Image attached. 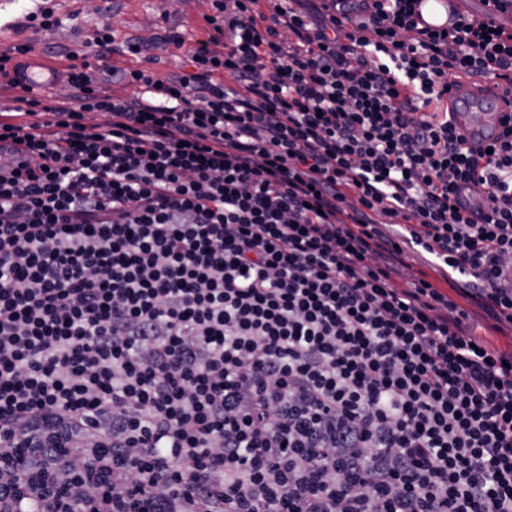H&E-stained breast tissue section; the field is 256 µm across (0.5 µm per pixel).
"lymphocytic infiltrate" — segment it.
<instances>
[{
    "label": "lymphocytic infiltrate",
    "mask_w": 512,
    "mask_h": 512,
    "mask_svg": "<svg viewBox=\"0 0 512 512\" xmlns=\"http://www.w3.org/2000/svg\"><path fill=\"white\" fill-rule=\"evenodd\" d=\"M419 2L209 0L192 73L106 26L0 107V512H512V123L446 101L512 0ZM17 80L21 86L34 90L53 89L63 84L64 75L58 69L51 67L38 58H30L21 66ZM64 85L40 94L48 100V103L59 102L67 93ZM483 91L461 83L448 90V112L456 129L475 147H486L504 130L510 112L496 83L481 82ZM467 308L472 309L477 314L473 315L472 313H470V317L473 320V322L479 326L477 329V334L482 335L478 336L479 338L485 339L491 342L492 344H495L497 347L501 348L506 352L512 351V335H510V327H505V335L507 336L492 331L485 332L484 327L488 328L489 325L492 324V321L490 319L482 318V313L477 308L471 307L469 305L467 306Z\"/></svg>",
    "instance_id": "f902f5d3"
}]
</instances>
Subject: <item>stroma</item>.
<instances>
[{"mask_svg":"<svg viewBox=\"0 0 512 512\" xmlns=\"http://www.w3.org/2000/svg\"><path fill=\"white\" fill-rule=\"evenodd\" d=\"M52 9L61 23L50 30L25 19L0 29V51L14 46L68 66L69 52L93 55L88 40L98 27L111 25L119 53L112 65L120 70L143 69L160 77L188 73L186 49L203 36L205 0H57ZM183 40L176 48L175 40Z\"/></svg>","mask_w":512,"mask_h":512,"instance_id":"35a3bbf8","label":"stroma"}]
</instances>
